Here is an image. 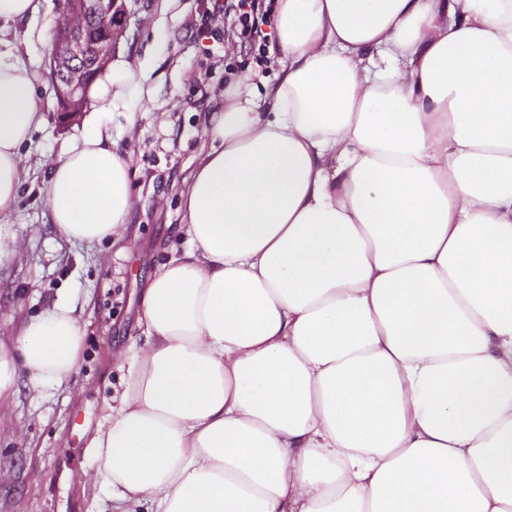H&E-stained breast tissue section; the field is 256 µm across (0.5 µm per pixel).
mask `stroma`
I'll return each instance as SVG.
<instances>
[{
  "mask_svg": "<svg viewBox=\"0 0 512 512\" xmlns=\"http://www.w3.org/2000/svg\"><path fill=\"white\" fill-rule=\"evenodd\" d=\"M204 0H129L132 17L105 73L143 67L141 95L125 100L92 96L69 127L59 124L47 78L49 45L60 0H39L35 16L10 40L26 41L21 58L40 76L46 122L26 147L28 176L5 227L21 243L0 259V340H16L21 325L55 303L68 304L86 329L82 363L71 381L0 401L21 433L0 430V512H111L103 490L83 483L88 442L121 389L122 362L138 342V318L149 277L180 248L178 194L207 140L206 121L218 91L241 77L273 84L275 45L264 62L241 48L226 26L202 28ZM111 133L132 154L139 194L122 235L96 248L60 234L42 189L54 164L94 128Z\"/></svg>",
  "mask_w": 512,
  "mask_h": 512,
  "instance_id": "1",
  "label": "stroma"
}]
</instances>
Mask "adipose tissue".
Listing matches in <instances>:
<instances>
[{
  "instance_id": "adipose-tissue-1",
  "label": "adipose tissue",
  "mask_w": 512,
  "mask_h": 512,
  "mask_svg": "<svg viewBox=\"0 0 512 512\" xmlns=\"http://www.w3.org/2000/svg\"><path fill=\"white\" fill-rule=\"evenodd\" d=\"M275 38L276 84L210 115L84 477L114 512H512V0H277ZM38 82L0 50V223ZM46 198L119 236L131 154L89 133ZM84 334L58 303L0 341V398Z\"/></svg>"
}]
</instances>
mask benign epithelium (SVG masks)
I'll return each instance as SVG.
<instances>
[{"mask_svg": "<svg viewBox=\"0 0 512 512\" xmlns=\"http://www.w3.org/2000/svg\"><path fill=\"white\" fill-rule=\"evenodd\" d=\"M64 20L51 41L47 77L56 92L59 119L68 126L77 121L88 101L94 78L88 71H102L115 44L125 31L129 16L126 0H63ZM105 18L106 31L90 29L92 17Z\"/></svg>", "mask_w": 512, "mask_h": 512, "instance_id": "obj_1", "label": "benign epithelium"}]
</instances>
